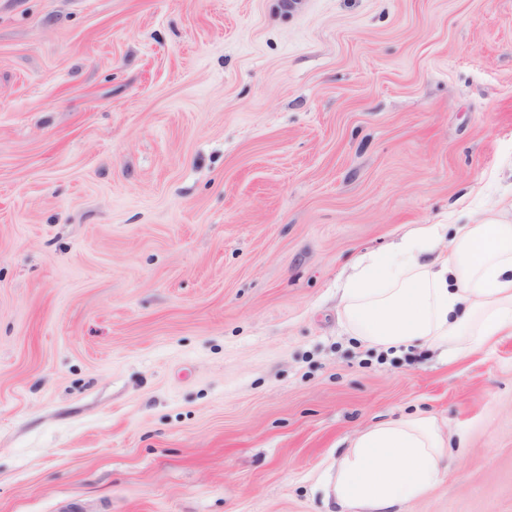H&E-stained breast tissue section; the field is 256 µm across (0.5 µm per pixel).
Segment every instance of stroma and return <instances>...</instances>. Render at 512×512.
Segmentation results:
<instances>
[{
  "instance_id": "stroma-1",
  "label": "stroma",
  "mask_w": 512,
  "mask_h": 512,
  "mask_svg": "<svg viewBox=\"0 0 512 512\" xmlns=\"http://www.w3.org/2000/svg\"><path fill=\"white\" fill-rule=\"evenodd\" d=\"M512 221V0H0V512H336L376 421L462 442L405 512H512V335L353 337V260Z\"/></svg>"
}]
</instances>
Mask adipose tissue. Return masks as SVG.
I'll return each mask as SVG.
<instances>
[{"mask_svg": "<svg viewBox=\"0 0 512 512\" xmlns=\"http://www.w3.org/2000/svg\"><path fill=\"white\" fill-rule=\"evenodd\" d=\"M444 231L424 224L369 254L338 301L357 339L385 349L420 343L457 360L512 335V223L492 216L449 239ZM448 458L434 417L382 421L340 452L327 492L339 512H404L439 482Z\"/></svg>", "mask_w": 512, "mask_h": 512, "instance_id": "obj_1", "label": "adipose tissue"}]
</instances>
